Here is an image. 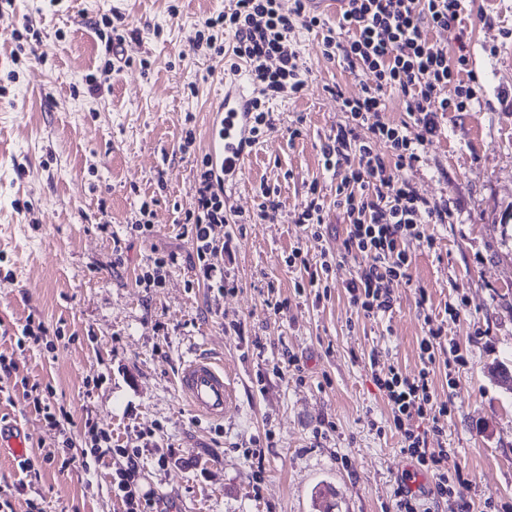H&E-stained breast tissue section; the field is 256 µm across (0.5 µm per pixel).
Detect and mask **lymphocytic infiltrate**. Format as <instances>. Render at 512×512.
<instances>
[{
	"mask_svg": "<svg viewBox=\"0 0 512 512\" xmlns=\"http://www.w3.org/2000/svg\"><path fill=\"white\" fill-rule=\"evenodd\" d=\"M464 0H348L334 25L311 12L307 0H294L282 10L280 0H235L231 12L204 20L206 28L222 26L231 35L235 58L229 66L237 72L247 64L248 75L259 89L252 102L253 132L262 137L273 119L266 99L287 92L299 94L305 82L297 54L288 45L295 27L319 31L324 54L354 75L360 90L341 98L347 121L338 125L322 146L323 166L336 178V204L349 220L348 253L363 263L346 284L357 312L375 317L391 309L393 281L408 276L407 243L433 246L431 224L448 221L447 200L419 194L404 177L425 156L441 132V119L449 112L471 110L479 102V80L469 68L470 59L430 44L431 33L451 32L462 23ZM454 86V97L444 94ZM401 95L407 121L380 120L387 93ZM385 144L379 152L377 144ZM194 206L185 214L191 226L198 265L196 276L223 281L224 269L212 257L232 255L230 242L217 239L215 229L227 223L224 191L217 188L209 160H202L193 186ZM426 334L420 343L422 367L410 376L395 366L381 368L370 360L373 381L388 405L386 422L401 438V450L421 469L431 472L440 499L460 495L466 481L459 467L448 464L447 449L432 453L429 437H442L447 405H435L430 372L447 350L448 339L432 318H425ZM427 422L425 431L415 421Z\"/></svg>",
	"mask_w": 512,
	"mask_h": 512,
	"instance_id": "lymphocytic-infiltrate-1",
	"label": "lymphocytic infiltrate"
}]
</instances>
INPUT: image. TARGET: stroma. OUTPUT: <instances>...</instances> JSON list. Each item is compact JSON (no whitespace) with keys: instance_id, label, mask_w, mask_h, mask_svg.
I'll return each instance as SVG.
<instances>
[{"instance_id":"35a3bbf8","label":"stroma","mask_w":512,"mask_h":512,"mask_svg":"<svg viewBox=\"0 0 512 512\" xmlns=\"http://www.w3.org/2000/svg\"><path fill=\"white\" fill-rule=\"evenodd\" d=\"M233 6L13 0L0 12V355L14 363L0 420L21 426L35 463L26 472L0 454V512H123L112 490L122 448L139 449L138 487L157 512H319L321 484L336 489L332 512H396L408 457L383 428L388 406L367 363L375 353L417 374L428 315L459 354L431 374L449 414L428 446L451 452L472 512L511 506L512 389L491 368L512 365V0H468L463 41L430 37L449 55L462 43L481 55L482 102L447 113L408 173L420 193L446 198L451 215L429 226L433 247L407 244L410 277L394 281L391 310L374 318L345 290L358 260L321 154L347 120L330 86L354 95L359 85L301 27L290 43L304 89L269 100L274 127L227 204L223 230L237 243L228 285L194 282L184 218L207 110L224 87L223 60L205 57L195 32ZM111 13L134 35L127 65L105 76L112 47L101 18ZM311 189L324 202L319 241L298 222ZM267 190L280 209L249 222ZM297 247L313 263L333 254L326 298L289 267ZM171 253L161 284L141 286ZM234 320L241 331L228 330ZM30 321L40 338L23 335ZM285 352L300 376L276 370ZM199 353L230 379L235 406L224 419L192 412L178 387L182 362ZM92 426L111 435V454L85 468L42 464L63 439L73 454L89 448Z\"/></svg>"}]
</instances>
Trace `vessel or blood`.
<instances>
[{"label":"vessel or blood","mask_w":512,"mask_h":512,"mask_svg":"<svg viewBox=\"0 0 512 512\" xmlns=\"http://www.w3.org/2000/svg\"><path fill=\"white\" fill-rule=\"evenodd\" d=\"M256 88L243 79L225 84L224 96L213 109L208 133V154L224 177V188L233 191L245 156L254 145L251 102ZM179 388L190 406L220 419L232 405L233 394L223 366L207 357L188 361L181 369Z\"/></svg>","instance_id":"obj_1"}]
</instances>
